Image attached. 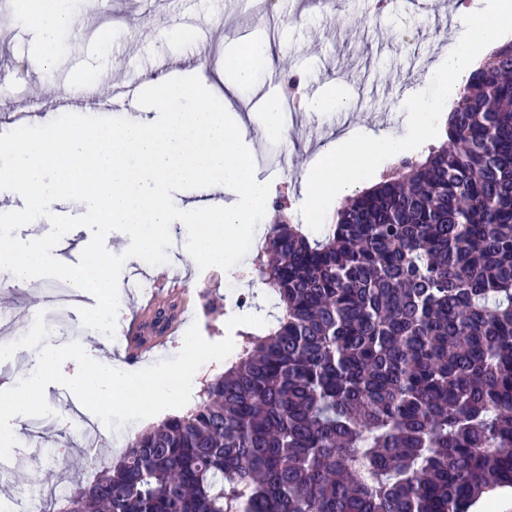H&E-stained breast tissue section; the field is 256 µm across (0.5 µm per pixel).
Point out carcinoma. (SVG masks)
Here are the masks:
<instances>
[{
    "mask_svg": "<svg viewBox=\"0 0 512 512\" xmlns=\"http://www.w3.org/2000/svg\"><path fill=\"white\" fill-rule=\"evenodd\" d=\"M263 254L280 315L52 512H469L512 488V42L443 141Z\"/></svg>",
    "mask_w": 512,
    "mask_h": 512,
    "instance_id": "1",
    "label": "carcinoma"
}]
</instances>
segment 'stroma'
Instances as JSON below:
<instances>
[{"instance_id":"1","label":"stroma","mask_w":512,"mask_h":512,"mask_svg":"<svg viewBox=\"0 0 512 512\" xmlns=\"http://www.w3.org/2000/svg\"><path fill=\"white\" fill-rule=\"evenodd\" d=\"M226 0H77L74 12L79 28L63 38L56 60L45 66L38 51L39 35L28 21L11 16L10 0H0V113L36 112L41 123L66 113H78L81 90L76 73L107 75L93 84L95 94L111 91V80L130 81L147 88L156 73L158 57H165L167 78L191 75L187 61L190 40L184 32L188 21H205L209 33L211 92L222 98L228 112L251 128L247 147L259 181L269 183V201H281L290 222L303 223L300 212L305 172L320 160L325 145L357 133L382 132L399 138L407 130L404 104L409 96L426 89L447 57L450 41L462 36L466 13L484 8L485 0H438L430 12L413 4L391 7L379 19L363 21V0H282L269 11L266 0H244L240 13L225 9ZM412 31L414 50H404L398 35ZM264 37L275 47V66L262 71L254 89L228 96L216 74L225 58L236 55L249 41ZM299 83L295 118L285 119L283 146L263 138L254 123L269 98L283 93L289 76ZM55 87L54 99L38 100L43 81ZM345 100L346 108L310 115V101ZM288 153V166L278 163ZM257 249H249L230 270H193L195 315L203 338L218 342L227 334L226 322L234 315L255 313L267 307L268 288L258 272ZM237 282L245 305L230 301L224 284ZM53 279L38 278L22 288L0 287V338L28 334L35 346H60L72 341L92 344L119 370L134 371L125 358L123 332L114 337L83 327L80 308L95 306L93 295L64 305L41 307ZM63 319L66 327L46 335L45 323ZM45 396L53 413L47 417H21L22 427H35L22 436L9 459V470L0 473V507L10 512H30L49 501L64 483L88 481L111 465L121 443L159 424V417L130 423L128 431L108 429L87 411L76 396L59 384L49 385ZM99 433L97 446L83 444L86 426Z\"/></svg>"}]
</instances>
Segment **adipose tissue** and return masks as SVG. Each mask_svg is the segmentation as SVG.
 I'll list each match as a JSON object with an SVG mask.
<instances>
[{
	"label": "adipose tissue",
	"mask_w": 512,
	"mask_h": 512,
	"mask_svg": "<svg viewBox=\"0 0 512 512\" xmlns=\"http://www.w3.org/2000/svg\"><path fill=\"white\" fill-rule=\"evenodd\" d=\"M68 0H17L20 17L33 22L40 32L39 50L45 61H53L59 48L60 39L66 32L78 26L77 19L66 7ZM247 61H235L229 66L234 75L233 82L227 83L225 90L234 94L245 87L254 86L256 63H270L274 60L271 43L256 41L250 43Z\"/></svg>",
	"instance_id": "ef3b65f1"
}]
</instances>
